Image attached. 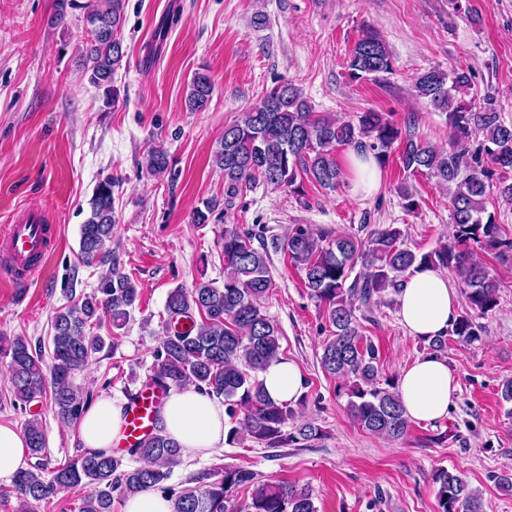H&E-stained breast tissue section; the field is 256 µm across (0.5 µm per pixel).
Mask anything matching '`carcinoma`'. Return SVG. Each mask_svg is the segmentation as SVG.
<instances>
[{
  "instance_id": "cac0c4a2",
  "label": "carcinoma",
  "mask_w": 512,
  "mask_h": 512,
  "mask_svg": "<svg viewBox=\"0 0 512 512\" xmlns=\"http://www.w3.org/2000/svg\"><path fill=\"white\" fill-rule=\"evenodd\" d=\"M84 9L90 30L84 49L85 72L90 83L103 86L123 58L118 32L124 22L125 0H91L84 6L75 0H59L55 21L66 8ZM394 63L384 38L366 29L347 59L348 75L355 81L378 80L393 71ZM472 85L467 68L428 70L415 79V96L446 115L450 131L448 150H438L418 139L410 128H401L383 112H361L353 119L336 118L314 111L303 90L281 81L243 116L224 127L214 155L224 173V201L203 202L193 213L196 224H205L219 205L234 208L248 188L262 182L274 188L301 192L305 178L325 190L345 184V171L336 152L345 148L358 155L370 154L378 168L385 167L394 144L401 145L403 169L425 172L448 189L452 240L438 249L418 254L403 243L400 229L386 227L363 242L355 237H329L308 226H294L284 240L256 246L254 235L234 224L224 228V283L199 281L190 288L178 286L166 298L165 334L154 351L147 385L167 394L189 386L224 397V413L230 419L225 442L244 440L279 448L313 442L321 429L310 421L295 424V409L267 397L260 372L281 356V331L263 310L261 301L271 287L269 249L281 250L289 263L303 273L305 288L323 305L332 328L322 345V371L342 381L347 412L365 431L396 441L408 434L406 414L396 386L381 381L379 351L362 332L356 303L375 294L399 292L406 274L431 265L457 273L466 307L445 335L428 340L427 350L443 356L448 337L468 342L480 339L484 326L478 318L498 306L497 286L487 267L469 258L473 243L497 257L512 254V238L503 235L496 213L486 208L487 192L495 188L512 200V182L502 172L512 170V125L487 104L473 109L465 100ZM213 93L211 78L194 74L186 96L190 111H201ZM147 167L154 175L167 171L164 150L152 149ZM90 214L80 226L79 254L86 266L107 262V243L116 224L112 178L100 181L89 200ZM365 272L350 275L357 263ZM139 301V288L126 274L113 269L102 276L97 288L59 308L52 318L51 363L32 348L24 336L1 337L0 352L9 357L13 406L23 412L43 396L50 397L61 420L78 422L92 401L91 392L76 384L95 354L116 337L94 336L96 326L121 330ZM161 406L154 408L153 431L121 454L80 450L52 469L41 462L47 444L42 421L26 420L28 452L38 463L17 471L12 492L22 512L59 492L88 489L79 512H112L114 494L129 497L161 491L173 502L174 512H318L309 487L283 482H260L251 470L227 465L202 469L174 487L165 482L182 463L181 448L164 434ZM438 512H483L480 497L460 472L440 468ZM250 493L240 507L239 490Z\"/></svg>"
}]
</instances>
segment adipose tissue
I'll use <instances>...</instances> for the list:
<instances>
[{
  "label": "adipose tissue",
  "instance_id": "1",
  "mask_svg": "<svg viewBox=\"0 0 512 512\" xmlns=\"http://www.w3.org/2000/svg\"><path fill=\"white\" fill-rule=\"evenodd\" d=\"M398 318L409 334L430 338L445 333L455 318L457 296L446 272L435 267L415 270L397 296ZM260 378L268 396L281 403H296L304 388L298 365L283 359L271 363ZM411 419L435 423L448 415L458 391L457 376L447 359L423 356L401 370L398 384ZM166 435L184 455L206 456L224 445V405L214 396L187 388L170 392L160 413ZM124 404L100 396L78 422L83 448L112 453L124 438ZM27 440L15 426L0 424V480H11L26 467Z\"/></svg>",
  "mask_w": 512,
  "mask_h": 512
}]
</instances>
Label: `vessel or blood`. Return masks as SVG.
<instances>
[{
    "instance_id": "1",
    "label": "vessel or blood",
    "mask_w": 512,
    "mask_h": 512,
    "mask_svg": "<svg viewBox=\"0 0 512 512\" xmlns=\"http://www.w3.org/2000/svg\"><path fill=\"white\" fill-rule=\"evenodd\" d=\"M56 242L54 234L45 231L40 208L25 207L16 210L9 224L0 226V276L12 283L22 284L37 276L42 266L28 264L32 254L47 257ZM155 398L145 393L131 402L125 419V441L134 443L152 425Z\"/></svg>"
}]
</instances>
